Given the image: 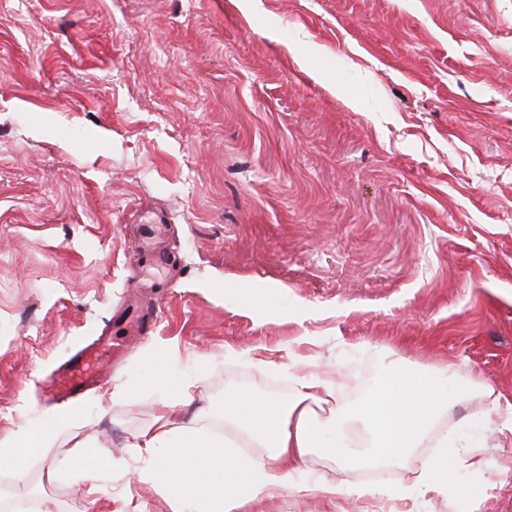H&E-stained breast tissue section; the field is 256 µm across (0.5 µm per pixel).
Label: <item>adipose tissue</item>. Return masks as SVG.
I'll use <instances>...</instances> for the list:
<instances>
[{
    "instance_id": "adipose-tissue-1",
    "label": "adipose tissue",
    "mask_w": 512,
    "mask_h": 512,
    "mask_svg": "<svg viewBox=\"0 0 512 512\" xmlns=\"http://www.w3.org/2000/svg\"><path fill=\"white\" fill-rule=\"evenodd\" d=\"M454 377L449 364L416 373L385 362L380 381L346 412L330 411L336 388L332 378L292 373L289 397L230 392L220 416L223 428L201 415H185L192 399L190 381L162 377L152 404L154 422L135 431L125 446L148 462L139 474L163 497L169 512H267L283 492L336 497L375 496L379 486L353 487L313 476L310 463L320 458L347 470L366 466H401L413 450L434 447L412 492L454 490L470 499V486L449 488L448 473L463 463L468 440L445 424V417L466 397L445 399L442 388ZM73 417H59L37 430L0 440V465L17 484L27 481V463L43 454L54 432L74 427Z\"/></svg>"
}]
</instances>
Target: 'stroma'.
I'll return each mask as SVG.
<instances>
[{
	"mask_svg": "<svg viewBox=\"0 0 512 512\" xmlns=\"http://www.w3.org/2000/svg\"><path fill=\"white\" fill-rule=\"evenodd\" d=\"M155 215L169 266L131 267ZM108 331L131 353L25 490L0 467V512H167L123 447L170 373L213 417L302 363L351 407L388 351L492 386L449 428L512 420V0H0L1 440L63 414L40 380ZM88 438L112 466L48 474ZM453 476L497 487L271 512H512V437Z\"/></svg>",
	"mask_w": 512,
	"mask_h": 512,
	"instance_id": "1",
	"label": "stroma"
}]
</instances>
